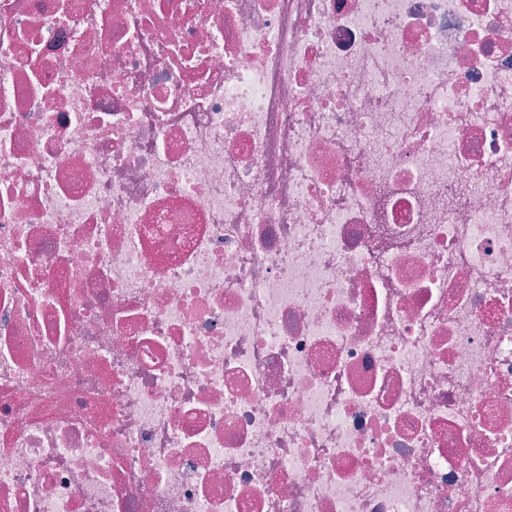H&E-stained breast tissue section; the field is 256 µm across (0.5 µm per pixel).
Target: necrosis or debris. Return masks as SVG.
Instances as JSON below:
<instances>
[{
	"label": "necrosis or debris",
	"instance_id": "1",
	"mask_svg": "<svg viewBox=\"0 0 512 512\" xmlns=\"http://www.w3.org/2000/svg\"><path fill=\"white\" fill-rule=\"evenodd\" d=\"M0 512H512V0H0Z\"/></svg>",
	"mask_w": 512,
	"mask_h": 512
}]
</instances>
